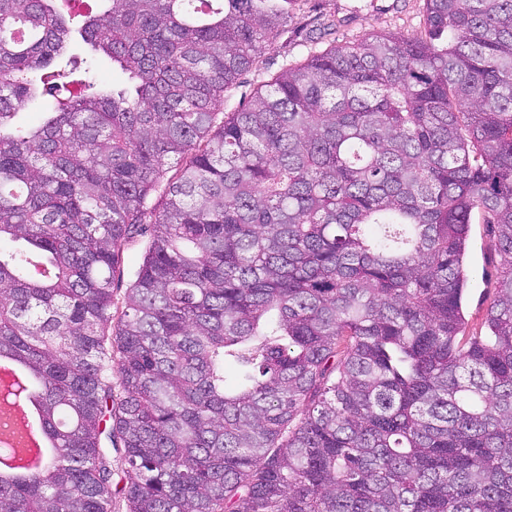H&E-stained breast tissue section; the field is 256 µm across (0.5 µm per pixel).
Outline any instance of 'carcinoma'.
I'll list each match as a JSON object with an SVG mask.
<instances>
[{
  "label": "carcinoma",
  "mask_w": 512,
  "mask_h": 512,
  "mask_svg": "<svg viewBox=\"0 0 512 512\" xmlns=\"http://www.w3.org/2000/svg\"><path fill=\"white\" fill-rule=\"evenodd\" d=\"M69 2L0 0V363L55 448L0 507L112 512L116 449L128 512H512V0H425L220 122L299 0ZM493 228L476 213L470 224L464 266L469 283L463 299L467 332H485L483 327L499 276V259L492 249ZM149 244L148 237H137L126 247L121 262V274L119 276L117 272L115 280L112 282L114 297L119 302H122L127 296L128 289L131 288L136 278V272Z\"/></svg>",
  "instance_id": "carcinoma-1"
}]
</instances>
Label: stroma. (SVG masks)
<instances>
[{
	"instance_id": "obj_1",
	"label": "stroma",
	"mask_w": 512,
	"mask_h": 512,
	"mask_svg": "<svg viewBox=\"0 0 512 512\" xmlns=\"http://www.w3.org/2000/svg\"><path fill=\"white\" fill-rule=\"evenodd\" d=\"M425 21L423 0H302L288 17L287 35L267 50L225 95L224 109L232 111L251 99L285 64H296L328 44L352 43L367 35L399 33L413 37ZM494 233L481 214H474L464 258L469 283L463 299L468 332L485 321L499 276V259L492 249Z\"/></svg>"
}]
</instances>
